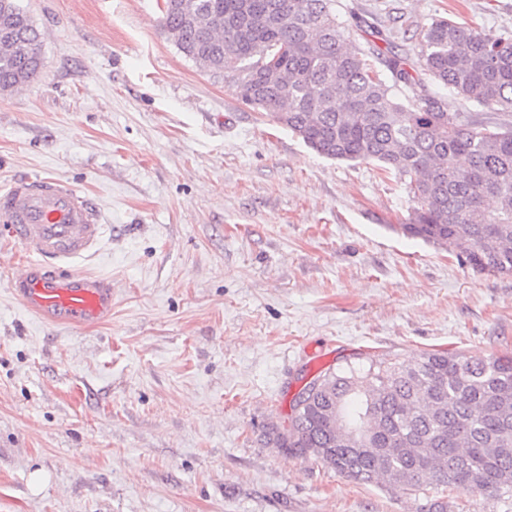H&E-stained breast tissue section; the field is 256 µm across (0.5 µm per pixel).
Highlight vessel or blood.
I'll use <instances>...</instances> for the list:
<instances>
[{"mask_svg": "<svg viewBox=\"0 0 512 512\" xmlns=\"http://www.w3.org/2000/svg\"><path fill=\"white\" fill-rule=\"evenodd\" d=\"M0 223L23 253L10 288L28 310L64 326L111 317V280L78 268L97 253L105 230L85 196L56 178L18 181L0 189Z\"/></svg>", "mask_w": 512, "mask_h": 512, "instance_id": "obj_1", "label": "vessel or blood"}]
</instances>
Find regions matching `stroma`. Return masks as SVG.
I'll return each mask as SVG.
<instances>
[{"instance_id":"35a3bbf8","label":"stroma","mask_w":512,"mask_h":512,"mask_svg":"<svg viewBox=\"0 0 512 512\" xmlns=\"http://www.w3.org/2000/svg\"><path fill=\"white\" fill-rule=\"evenodd\" d=\"M40 76L0 93V187L56 177L106 233L112 318L28 311L0 245V512H424L266 442L318 372L367 353L512 355V275L407 234L378 163L323 157L162 31L163 0H18ZM365 49L448 18L512 38V0H336ZM445 108L512 126L436 83Z\"/></svg>"}]
</instances>
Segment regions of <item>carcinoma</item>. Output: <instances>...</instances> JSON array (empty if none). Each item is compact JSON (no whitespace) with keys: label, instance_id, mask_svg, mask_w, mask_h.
I'll return each instance as SVG.
<instances>
[{"label":"carcinoma","instance_id":"obj_1","mask_svg":"<svg viewBox=\"0 0 512 512\" xmlns=\"http://www.w3.org/2000/svg\"><path fill=\"white\" fill-rule=\"evenodd\" d=\"M335 0H164L163 28L241 101L318 154L379 163L413 203L404 230L479 271L512 275V127L443 110L422 75L488 108L512 107V41L441 18L412 35L417 65L392 47L344 46ZM0 91L41 72V33L0 0ZM320 385L267 443L356 483L413 491L450 512L451 490L512 496V356L448 351L411 362L368 355Z\"/></svg>","mask_w":512,"mask_h":512}]
</instances>
